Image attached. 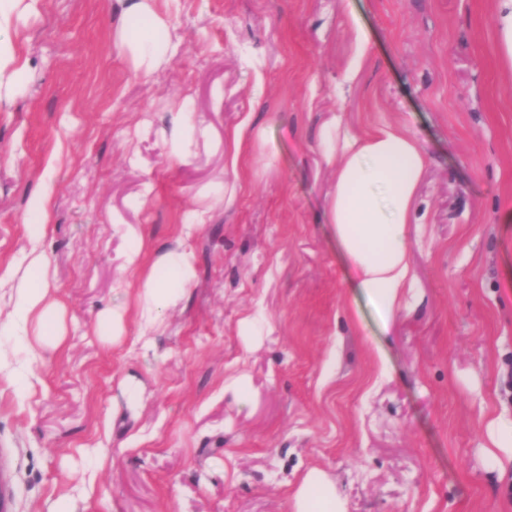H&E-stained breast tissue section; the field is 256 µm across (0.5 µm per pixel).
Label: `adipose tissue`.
I'll return each mask as SVG.
<instances>
[{
    "label": "adipose tissue",
    "mask_w": 512,
    "mask_h": 512,
    "mask_svg": "<svg viewBox=\"0 0 512 512\" xmlns=\"http://www.w3.org/2000/svg\"><path fill=\"white\" fill-rule=\"evenodd\" d=\"M22 0H0V89L12 90L25 80L15 64L12 32ZM138 19L140 28L129 26ZM121 47L146 70L177 55L180 42L173 39L170 21L147 0H130L121 12ZM325 156L336 168L328 201L327 223L353 288L375 309L383 326H391L406 310L404 299L413 287L409 261L410 226L415 201L428 164V154L416 138L401 128L385 125L361 136L328 133ZM34 220L29 236L36 247L21 297L10 318L13 330H25L37 321L40 333H58L45 300L49 292V267L38 244L47 231V201L33 199ZM194 274V255L184 246L167 250L144 279L139 308L145 328L154 327L159 313L179 301ZM493 446L487 462L512 484V415L502 414L488 425ZM294 512H345L335 483L322 470L308 471L294 496Z\"/></svg>",
    "instance_id": "adipose-tissue-1"
}]
</instances>
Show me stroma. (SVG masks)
Instances as JSON below:
<instances>
[{"label":"stroma","mask_w":512,"mask_h":512,"mask_svg":"<svg viewBox=\"0 0 512 512\" xmlns=\"http://www.w3.org/2000/svg\"><path fill=\"white\" fill-rule=\"evenodd\" d=\"M155 4L182 50L150 73L117 46L115 0H37L12 35L27 77L0 105V273L24 275L47 194L60 334L30 325L26 384L0 374L13 512H293L312 468L346 512H512L486 461L489 421L512 411V66L493 0ZM179 108L193 134L173 163ZM339 124L397 125L428 152L388 331L324 220L321 137ZM195 211L194 277L144 333L139 289ZM236 377L249 404L224 390ZM31 211L34 220L30 224L29 236L35 243H42L47 231V200L43 197L33 199Z\"/></svg>","instance_id":"1"}]
</instances>
